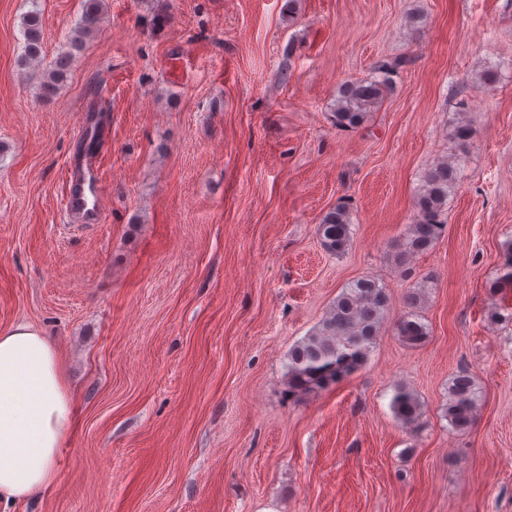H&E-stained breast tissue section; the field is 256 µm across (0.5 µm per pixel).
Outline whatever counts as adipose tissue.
I'll return each instance as SVG.
<instances>
[{
  "label": "adipose tissue",
  "mask_w": 512,
  "mask_h": 512,
  "mask_svg": "<svg viewBox=\"0 0 512 512\" xmlns=\"http://www.w3.org/2000/svg\"><path fill=\"white\" fill-rule=\"evenodd\" d=\"M73 410L58 347L28 322L0 328V499L24 501L57 483Z\"/></svg>",
  "instance_id": "obj_1"
}]
</instances>
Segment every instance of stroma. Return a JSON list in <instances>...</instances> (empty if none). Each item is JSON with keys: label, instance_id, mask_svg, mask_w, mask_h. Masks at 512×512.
<instances>
[{"label": "stroma", "instance_id": "35a3bbf8", "mask_svg": "<svg viewBox=\"0 0 512 512\" xmlns=\"http://www.w3.org/2000/svg\"><path fill=\"white\" fill-rule=\"evenodd\" d=\"M85 8L0 0V327H39L75 392L58 482L0 512H512V326L488 319L512 304L488 291L512 241V0H104L40 96ZM33 9L38 68L20 63ZM397 56L381 107L337 129L339 87ZM93 105L100 214L71 224L62 171ZM447 157V230L398 267ZM340 203L336 257L318 225ZM362 277L389 296L365 365L289 396L290 350ZM418 286L430 335L411 347L395 323ZM460 370L481 395L464 432L443 413ZM88 5L78 25L74 28L70 37V50L61 53L53 63V66L43 75L40 81L41 93L44 96L51 95L64 81L68 73V66L73 50H80L85 37L97 30L100 22L99 0H87ZM351 217L346 205L328 211L318 225L322 248L331 255L345 254L352 243ZM391 410L399 422L409 427L417 426L422 416V404L418 397L404 387L396 389L391 400Z\"/></svg>", "mask_w": 512, "mask_h": 512}]
</instances>
